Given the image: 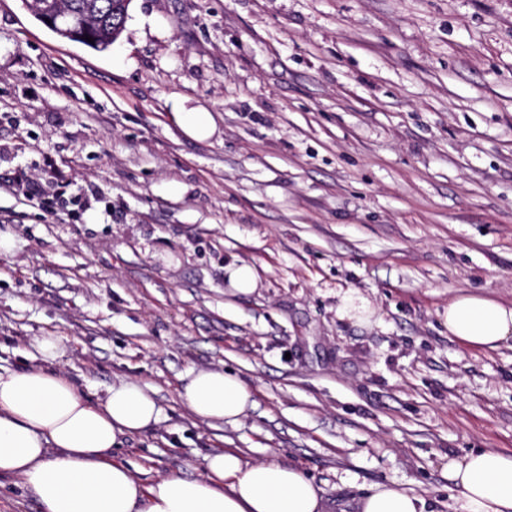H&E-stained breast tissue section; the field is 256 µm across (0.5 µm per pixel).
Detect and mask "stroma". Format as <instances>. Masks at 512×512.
Masks as SVG:
<instances>
[{"label":"stroma","instance_id":"35a3bbf8","mask_svg":"<svg viewBox=\"0 0 512 512\" xmlns=\"http://www.w3.org/2000/svg\"><path fill=\"white\" fill-rule=\"evenodd\" d=\"M20 171L112 208L0 189V366L52 333L90 397L152 387L160 422L112 451L141 480L233 449L326 512L392 484L455 512L449 460L512 454V342L446 323L458 294L512 305V0H133L103 52L0 0V177ZM210 368L253 393L236 426L180 400ZM173 113L185 134L190 138L204 140L212 136L216 130L213 115L203 109L186 111L180 107L178 112ZM53 197L62 202H68L76 206L80 211H86L92 206V199L96 202H102L99 197L89 196L82 187L76 183L68 182L65 185H57ZM230 289L246 294L256 289L257 282L253 269L246 265H231L224 269Z\"/></svg>","mask_w":512,"mask_h":512}]
</instances>
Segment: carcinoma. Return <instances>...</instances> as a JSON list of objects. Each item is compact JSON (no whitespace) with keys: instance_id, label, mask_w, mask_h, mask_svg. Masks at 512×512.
Wrapping results in <instances>:
<instances>
[{"instance_id":"1","label":"carcinoma","mask_w":512,"mask_h":512,"mask_svg":"<svg viewBox=\"0 0 512 512\" xmlns=\"http://www.w3.org/2000/svg\"><path fill=\"white\" fill-rule=\"evenodd\" d=\"M36 4L35 19H51L59 28L81 21L86 35L94 39L85 46L106 51L123 33L132 0H36Z\"/></svg>"}]
</instances>
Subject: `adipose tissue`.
<instances>
[{"label":"adipose tissue","instance_id":"adipose-tissue-1","mask_svg":"<svg viewBox=\"0 0 512 512\" xmlns=\"http://www.w3.org/2000/svg\"><path fill=\"white\" fill-rule=\"evenodd\" d=\"M450 337L471 349L512 340V306L476 294L448 301ZM38 365L0 368V476L19 478L43 512H323L320 488L274 460L249 464L216 452L201 477L169 474L146 484L110 453L122 437L160 422L156 393L134 381L87 397L58 367L60 337H36ZM180 397L205 421L236 424L254 405L251 389L229 373H188ZM460 512H512V456L481 449L448 463ZM360 512H426L424 499L386 486Z\"/></svg>","mask_w":512,"mask_h":512}]
</instances>
